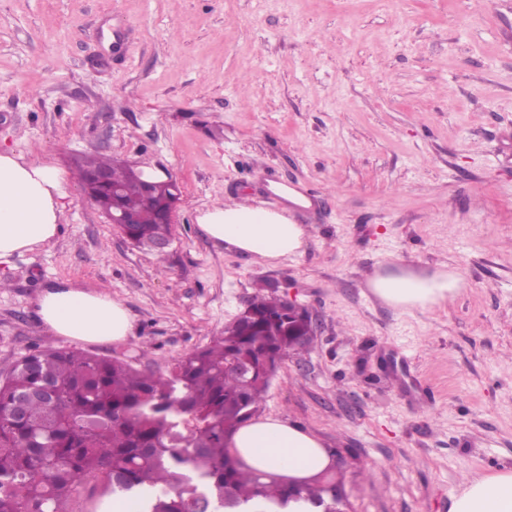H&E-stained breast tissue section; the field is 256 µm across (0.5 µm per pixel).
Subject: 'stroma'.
<instances>
[{
	"label": "stroma",
	"mask_w": 512,
	"mask_h": 512,
	"mask_svg": "<svg viewBox=\"0 0 512 512\" xmlns=\"http://www.w3.org/2000/svg\"><path fill=\"white\" fill-rule=\"evenodd\" d=\"M0 147L64 173L61 230L0 288V379L34 347L166 373L263 282L321 324L258 413L337 450L349 512H450L473 473L512 467V0H0ZM88 154L183 187L164 256L86 195ZM312 204L299 254L271 265L215 243L220 202ZM457 276L431 310L369 281ZM111 294L131 336L78 344L47 288Z\"/></svg>",
	"instance_id": "1"
}]
</instances>
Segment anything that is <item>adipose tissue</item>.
Segmentation results:
<instances>
[{
	"label": "adipose tissue",
	"instance_id": "obj_1",
	"mask_svg": "<svg viewBox=\"0 0 512 512\" xmlns=\"http://www.w3.org/2000/svg\"><path fill=\"white\" fill-rule=\"evenodd\" d=\"M287 205L278 210L233 204L215 205L197 222L212 239L263 263L296 254L305 242L302 225L289 216V205L309 206L296 189L273 185ZM62 172L54 164L28 160L0 150V265L54 239L60 231L63 206ZM383 301L430 309L457 292V279L420 277L410 273L375 277L370 282ZM39 315L56 335L103 343L130 336L132 322L123 304L96 290L59 286L39 298ZM241 460L259 473L286 481L306 480L331 468L333 458L321 440L301 427L272 417L241 426L232 438ZM451 512H512V467L470 475Z\"/></svg>",
	"mask_w": 512,
	"mask_h": 512
}]
</instances>
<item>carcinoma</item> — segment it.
Listing matches in <instances>:
<instances>
[{
    "mask_svg": "<svg viewBox=\"0 0 512 512\" xmlns=\"http://www.w3.org/2000/svg\"><path fill=\"white\" fill-rule=\"evenodd\" d=\"M79 171H109L120 205L139 213L130 225L143 239L172 235L162 210L170 183L143 189L138 169L84 156ZM250 316L224 326L223 336L171 362L167 374L80 350L36 349L0 382V512H66L63 504L84 477H100L104 497H135L144 512H283L292 501L333 504L321 477L292 490L247 467L230 440L258 411L274 363L296 353V332L269 283L248 299ZM253 368L242 380L230 367ZM55 397H18L44 385Z\"/></svg>",
    "mask_w": 512,
    "mask_h": 512,
    "instance_id": "cac0c4a2",
    "label": "carcinoma"
}]
</instances>
